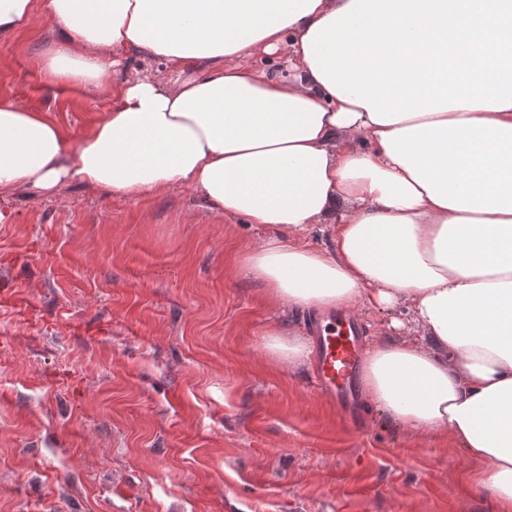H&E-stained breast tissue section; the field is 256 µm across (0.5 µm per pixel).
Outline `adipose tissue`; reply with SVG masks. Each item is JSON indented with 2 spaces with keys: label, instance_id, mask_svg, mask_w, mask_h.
<instances>
[{
  "label": "adipose tissue",
  "instance_id": "1",
  "mask_svg": "<svg viewBox=\"0 0 512 512\" xmlns=\"http://www.w3.org/2000/svg\"><path fill=\"white\" fill-rule=\"evenodd\" d=\"M42 17L56 83L143 69L75 141L1 89L0 200L184 187L268 229L244 265L272 300L409 303L423 333L366 347L364 393L512 512V0H0V38Z\"/></svg>",
  "mask_w": 512,
  "mask_h": 512
}]
</instances>
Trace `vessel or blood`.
Instances as JSON below:
<instances>
[{
	"label": "vessel or blood",
	"instance_id": "1",
	"mask_svg": "<svg viewBox=\"0 0 512 512\" xmlns=\"http://www.w3.org/2000/svg\"><path fill=\"white\" fill-rule=\"evenodd\" d=\"M319 379L324 394L352 386L358 366V327L354 320L340 316L321 326Z\"/></svg>",
	"mask_w": 512,
	"mask_h": 512
}]
</instances>
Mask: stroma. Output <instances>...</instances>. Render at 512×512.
<instances>
[{"mask_svg": "<svg viewBox=\"0 0 512 512\" xmlns=\"http://www.w3.org/2000/svg\"><path fill=\"white\" fill-rule=\"evenodd\" d=\"M52 36L0 39V88L75 138L112 98L50 80ZM266 235L180 188L0 202V512H498L450 440L267 355L272 325L318 338L243 269ZM353 312L362 347L422 333Z\"/></svg>", "mask_w": 512, "mask_h": 512, "instance_id": "obj_1", "label": "stroma"}]
</instances>
